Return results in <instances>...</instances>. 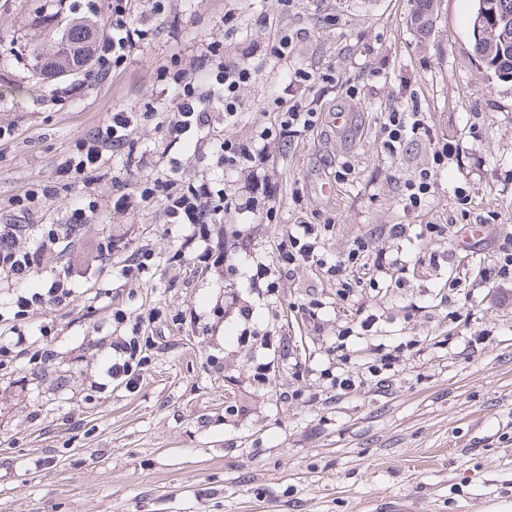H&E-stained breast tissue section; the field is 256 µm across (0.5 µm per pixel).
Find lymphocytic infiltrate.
Instances as JSON below:
<instances>
[{
    "instance_id": "obj_1",
    "label": "lymphocytic infiltrate",
    "mask_w": 512,
    "mask_h": 512,
    "mask_svg": "<svg viewBox=\"0 0 512 512\" xmlns=\"http://www.w3.org/2000/svg\"><path fill=\"white\" fill-rule=\"evenodd\" d=\"M106 24L108 32L94 49L97 71L103 78L109 77L133 50L143 46L149 35L145 25L133 19L129 0H109ZM255 75L254 68L227 65L221 45L216 41L207 44L189 60L174 58L170 69L160 76L164 84L160 94L172 110L171 116L163 122L170 146L198 148L207 142L216 120H223L228 126L236 124L243 110L240 90L251 83ZM140 120L141 115L137 112L119 110L110 113L87 136L77 140L74 150L61 164V174L75 182L86 180L89 173L99 168L105 150L125 151ZM383 129L382 148L395 155L408 140L425 134L428 126L423 113L418 110L396 108L386 113ZM453 152V146L447 143L435 147L433 168L421 170L406 187L405 210H418L427 201L435 169L447 165ZM180 166L181 160L177 157L157 160L153 176L136 180L130 192L120 195L117 205L132 210L161 203L168 223L181 229V257L206 267L217 264L219 258L207 243V227L219 215L237 206V198L224 193L205 177L186 186L180 184L177 178ZM97 210L98 205L93 200L73 208L65 223L42 228L34 245L19 239L14 226L0 225V272L12 285L7 308L13 320L26 319L30 311L38 307L75 300L83 265H68L54 276L44 292L30 288L29 282L36 263L54 262L55 247L60 240L71 230L90 223ZM323 231V226L318 224L291 225L282 234L271 263H257L250 287L263 289L271 296L286 275L300 267L314 266L334 283L337 296L346 300L353 297L358 286L351 271L362 261H372L380 273L398 267L400 263L399 258L375 249L370 240L362 238L354 240L344 256L329 258L324 248ZM115 251L113 242L97 243L87 251L84 265H102L109 261L119 275L133 277L152 268L156 262L154 252L147 249H137L123 257L116 256ZM148 349V340L138 335L114 342L108 368L110 376L124 379L128 384L134 383L148 362Z\"/></svg>"
}]
</instances>
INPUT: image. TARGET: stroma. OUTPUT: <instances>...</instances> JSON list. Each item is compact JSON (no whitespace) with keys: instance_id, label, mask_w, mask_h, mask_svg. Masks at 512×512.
Here are the masks:
<instances>
[{"instance_id":"1","label":"stroma","mask_w":512,"mask_h":512,"mask_svg":"<svg viewBox=\"0 0 512 512\" xmlns=\"http://www.w3.org/2000/svg\"><path fill=\"white\" fill-rule=\"evenodd\" d=\"M414 9V0H172L158 14L152 0H134L154 35L110 77L35 84L33 48L51 52L71 19L102 20L108 0H0V122L14 127L0 142V224L35 239L81 196L100 208L61 262L107 238L126 254L143 245L156 254L141 280L94 267L72 305L21 322L24 333L44 328L56 356L41 367L21 356L0 371V512H512V283L488 279L512 239V80L491 77L474 55L472 0H441L427 34ZM280 28L293 38L283 60L268 53ZM214 40L225 62L257 74L237 123L215 125L213 144L253 143L273 127L278 100L304 99L319 114L306 135L265 141L253 168L222 172L211 147L183 166L184 182L210 177L243 204L212 226L222 266L173 262L179 233L160 204L115 208L113 177L151 173L121 156L32 213L13 208L32 181L55 182L76 140L110 112L143 113L135 150L158 159L157 75ZM298 68L335 79L290 86ZM411 105L428 133L381 153L385 112ZM443 142L458 156L436 172L425 205L405 211L407 182ZM303 221L332 223L328 254L360 237L399 253L400 278L358 268L366 284L342 301L308 267L260 304L250 259L270 261ZM394 224H455L459 234L394 240ZM245 305L258 309L248 325ZM118 308L162 314L144 330L150 359L132 389L107 375L110 343L132 332L113 321ZM376 344L391 356L377 377ZM335 377L353 389H332Z\"/></svg>"}]
</instances>
